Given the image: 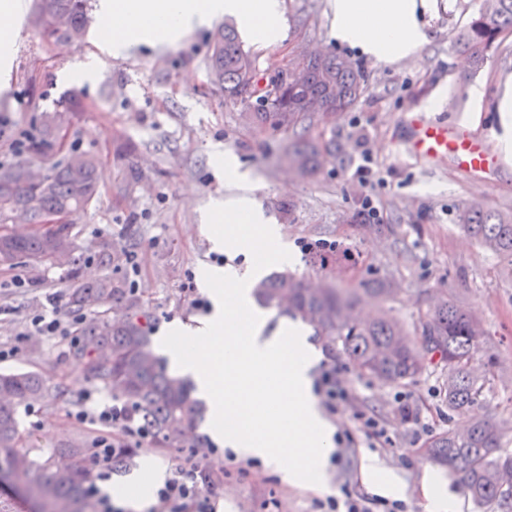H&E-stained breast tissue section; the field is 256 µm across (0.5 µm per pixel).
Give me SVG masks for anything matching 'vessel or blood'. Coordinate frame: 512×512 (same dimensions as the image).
<instances>
[{"label": "vessel or blood", "instance_id": "1", "mask_svg": "<svg viewBox=\"0 0 512 512\" xmlns=\"http://www.w3.org/2000/svg\"><path fill=\"white\" fill-rule=\"evenodd\" d=\"M401 147L410 155L427 162L451 159L463 169L491 174L498 162L490 149L489 135H475L461 127L429 120L421 115L408 116Z\"/></svg>", "mask_w": 512, "mask_h": 512}]
</instances>
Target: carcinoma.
<instances>
[{
	"mask_svg": "<svg viewBox=\"0 0 512 512\" xmlns=\"http://www.w3.org/2000/svg\"><path fill=\"white\" fill-rule=\"evenodd\" d=\"M90 0H34L32 24L47 41L72 42L83 38L89 23ZM512 32V0H484L478 14L455 38L456 52L479 72L503 37ZM306 83L278 91L276 77L262 82L254 59L244 50L237 28L224 25L212 45L209 75L224 89V96L250 101L256 97L252 118L257 124L290 131L288 165L301 177L317 174L336 149L320 151L307 138V128L321 113L308 111L318 101L330 113L347 111L363 91L364 72L351 61L332 53L303 60ZM63 113L44 112L37 139L26 145L30 158L0 164V224L16 210L29 223L42 224L47 214L70 215L88 208L99 195L97 160L83 155L81 164L68 160L51 164L39 184L28 180L30 160L40 157L56 140ZM465 231L486 249L512 258V214H503L473 202L461 213ZM66 266L75 272L84 261L73 227L57 224L30 235L0 233V266L10 267L19 258ZM258 302L276 308L314 328L330 345L339 344L358 369L388 385L419 376L431 366L443 373L448 410L464 411L485 400L489 379L475 362L486 335L481 320L448 297H440L412 324H403L389 309H381L370 322L361 318V305L370 300L383 304L391 289L378 284L365 288L314 285L288 273L276 274L255 289ZM96 302V312L80 327L90 343L78 342L72 356L82 360L85 377L126 401L135 421L148 427L158 448H198L186 443L188 428L202 419L199 402L183 378L168 372L140 319L131 314L138 299L110 276L82 283L72 289L70 307L81 311ZM123 305L129 314L107 317L105 308ZM54 395L33 373L0 374V482L15 485L38 506V512H92L85 485L90 478L84 448H57L48 456L19 448L18 406L30 401H51ZM503 431L488 419H476L464 431L450 428L430 442V455L441 466L458 474L474 504L481 509L506 506L512 501V453H501Z\"/></svg>",
	"mask_w": 512,
	"mask_h": 512,
	"instance_id": "obj_1",
	"label": "carcinoma"
}]
</instances>
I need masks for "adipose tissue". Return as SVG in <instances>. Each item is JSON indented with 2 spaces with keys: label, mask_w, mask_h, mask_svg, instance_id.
Masks as SVG:
<instances>
[{
  "label": "adipose tissue",
  "mask_w": 512,
  "mask_h": 512,
  "mask_svg": "<svg viewBox=\"0 0 512 512\" xmlns=\"http://www.w3.org/2000/svg\"><path fill=\"white\" fill-rule=\"evenodd\" d=\"M284 0H98L105 20L101 46L120 58L140 46L157 47L209 27L218 17L237 21L243 36L265 48L283 40ZM331 37L337 46L359 51L366 59L393 63L428 40L424 18L431 0H329ZM216 166L239 195L216 200L205 215L214 225L215 249L249 255L242 268L205 267L199 274L214 308L191 333L173 328L163 340L173 369L195 381L209 403L211 428L225 447L270 464L284 481L321 487L333 450V429L312 393L314 351L297 327L287 334L266 333V319L251 296V282L266 264L271 246L283 264L295 257L278 225L255 209L252 180L240 162L215 150ZM259 227L258 237L242 236L241 224Z\"/></svg>",
  "instance_id": "1"
}]
</instances>
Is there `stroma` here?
I'll list each match as a JSON object with an SVG mask.
<instances>
[{
	"mask_svg": "<svg viewBox=\"0 0 512 512\" xmlns=\"http://www.w3.org/2000/svg\"><path fill=\"white\" fill-rule=\"evenodd\" d=\"M284 3L286 38L251 51L259 76L286 67L292 47L301 43L356 63L366 76L363 94L348 111L315 123L308 132L320 145L336 148L335 160L317 176L303 179L289 169L284 161L287 131L255 126L247 105L225 98L223 89L210 83L213 29L192 32L170 47H142L127 57L108 59L93 83L72 84L67 77L72 65L99 50L102 19L95 10L84 38L67 46L42 41L29 19H22L14 35L8 88L0 92V162H15L12 143L37 135L42 112L63 110L72 99L79 102L65 143L48 149L37 166L46 169L74 151L96 157L100 196L69 218L85 256L79 278L89 281L106 273L97 261L102 240L135 255L136 267L124 263L108 273L135 283L139 314L154 339L171 325L193 328L204 319V312L191 309L182 292L201 267L221 260L237 267L246 263L242 254L217 259L202 227V214L213 200L238 192L214 164L211 148L216 144L250 172L255 207L281 225L296 256L289 266L269 260L266 273L285 270L342 288L387 284L396 291L393 314L406 324L444 294L474 311L494 359L485 402L451 412L439 372L431 369L399 386H383L361 373L340 348L317 339L314 392L339 438L324 487L285 483L263 461L237 453L213 466L224 472L217 512H326L328 500L340 497L345 486L354 495L374 497L360 476L361 460L369 454L404 485L405 512H428L419 484L426 468L436 469L449 494L460 499V512H479L458 477L431 459L428 440L418 439L401 420L395 396H411L437 434L477 416L500 424L501 447L512 453V259L483 248L458 222L470 202L512 212V159L500 161L487 178L461 171L448 160L426 163L396 149L394 142L403 136L411 112L452 127L467 125L477 135L500 136L498 103L512 77V34L466 83L454 38L481 0H436L426 17L428 43L415 56L376 65L331 40L328 0ZM472 83L483 85L481 101L471 100ZM364 150L385 178L368 189L350 177ZM367 192L378 198L383 223L358 218ZM324 241L336 245L326 258L305 252V244ZM73 280L66 268L26 258L0 268V349L10 352L0 360V373L34 372L58 392L52 402L18 409L21 445L41 455L65 444L90 447L96 426L75 421L72 414L86 393L100 404L112 399L70 357L71 337L44 336L30 326L32 316L49 309L52 294L68 295ZM328 371L347 389L350 404L330 409L321 381ZM358 409L385 425V447L369 448L354 417ZM176 454V449L142 441L129 468L101 483L102 493L111 494L113 486L134 479L150 458L170 473Z\"/></svg>",
	"mask_w": 512,
	"mask_h": 512,
	"instance_id": "obj_1",
	"label": "stroma"
}]
</instances>
